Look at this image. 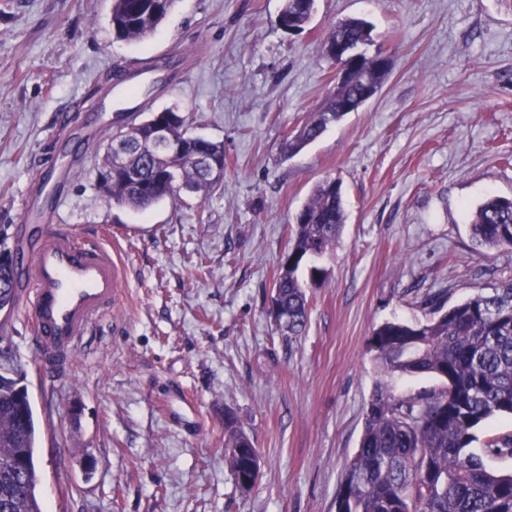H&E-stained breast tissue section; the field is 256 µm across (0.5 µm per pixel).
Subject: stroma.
Returning a JSON list of instances; mask_svg holds the SVG:
<instances>
[{
    "label": "stroma",
    "instance_id": "1",
    "mask_svg": "<svg viewBox=\"0 0 512 512\" xmlns=\"http://www.w3.org/2000/svg\"><path fill=\"white\" fill-rule=\"evenodd\" d=\"M283 0H177L145 40H116L111 0H0V225L21 198L56 186L59 225L112 227L121 306L62 373L36 377L24 322L0 352L24 376L40 441L44 512H333L376 382L413 396L427 376L383 379L367 340L390 319L425 317L512 279V249L480 256L469 225L490 196L512 198V11L499 0H317L283 31ZM363 17L391 58L380 90L299 153L284 138L321 106L333 22ZM168 59L134 122L175 106L223 142L207 197L144 211L109 206L102 146L120 112L88 111L106 75ZM326 178L346 222L317 258L305 335L269 311L287 226ZM193 407L181 409L183 397ZM232 409L261 455L240 496L224 462Z\"/></svg>",
    "mask_w": 512,
    "mask_h": 512
}]
</instances>
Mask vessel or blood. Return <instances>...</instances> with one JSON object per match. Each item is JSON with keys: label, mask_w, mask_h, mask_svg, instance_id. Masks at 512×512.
<instances>
[{"label": "vessel or blood", "mask_w": 512, "mask_h": 512, "mask_svg": "<svg viewBox=\"0 0 512 512\" xmlns=\"http://www.w3.org/2000/svg\"><path fill=\"white\" fill-rule=\"evenodd\" d=\"M56 219L49 213L47 231L31 242L14 293L27 329L40 343L42 364L62 371L118 307L123 264L106 246L109 227L94 235L58 230Z\"/></svg>", "instance_id": "obj_1"}]
</instances>
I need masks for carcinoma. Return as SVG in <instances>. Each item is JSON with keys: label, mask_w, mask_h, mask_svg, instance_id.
<instances>
[{"label": "carcinoma", "mask_w": 512, "mask_h": 512, "mask_svg": "<svg viewBox=\"0 0 512 512\" xmlns=\"http://www.w3.org/2000/svg\"><path fill=\"white\" fill-rule=\"evenodd\" d=\"M176 0H112L110 21L116 39L139 41L152 34ZM316 0H284L283 27L293 21L302 31L315 12ZM373 25L363 18L337 21L322 51L334 66L356 68L374 85L387 69L379 55L345 57L343 45L368 46ZM359 92L356 85L333 88L323 106L286 143L289 152L317 140L343 117L345 102ZM168 127L180 144L171 157H152L132 143L127 152L138 180L112 178V203L137 211L170 198L166 184L178 179L207 197L216 182L208 179L198 156L225 163L224 144L192 131L191 123L173 108L163 109ZM346 215L342 182L323 180L295 214L288 248L280 259L273 291L288 312V339L304 334L309 319L307 289L322 286L319 268L310 280L299 275L303 260L333 249ZM476 246L487 251L512 248V199L491 197L480 205L470 224ZM447 290L419 300L429 317L408 323L391 320L368 338L380 371L390 377L430 375L442 385L415 396L395 394L385 383L374 389L364 411L360 448L347 464L336 492L335 512H512V474L492 470L486 458L512 457V434L488 438L483 453L472 450L475 430L498 415L512 416V281L491 294L475 292L449 305ZM17 377L0 374V473L17 454L23 456L24 479L8 512H42L35 464L39 444L27 387ZM260 452L224 410V461L236 489L247 495L253 486L254 460Z\"/></svg>", "instance_id": "carcinoma-1"}]
</instances>
